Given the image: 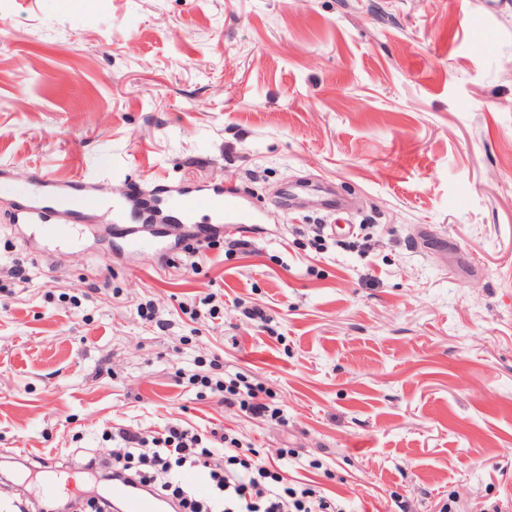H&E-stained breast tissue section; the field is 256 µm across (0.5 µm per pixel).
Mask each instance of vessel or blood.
I'll list each match as a JSON object with an SVG mask.
<instances>
[{
    "label": "vessel or blood",
    "mask_w": 512,
    "mask_h": 512,
    "mask_svg": "<svg viewBox=\"0 0 512 512\" xmlns=\"http://www.w3.org/2000/svg\"><path fill=\"white\" fill-rule=\"evenodd\" d=\"M95 187L82 176L67 180L41 173L14 213L18 224H36L51 238L69 241L77 226L86 224L84 199ZM121 248L128 253L151 251L166 255L175 230L207 223L222 230L256 229L266 220L241 191L206 185L171 183L136 185L127 203L105 208ZM115 512H169L170 502L132 478L113 480L110 489Z\"/></svg>",
    "instance_id": "b4317fda"
}]
</instances>
